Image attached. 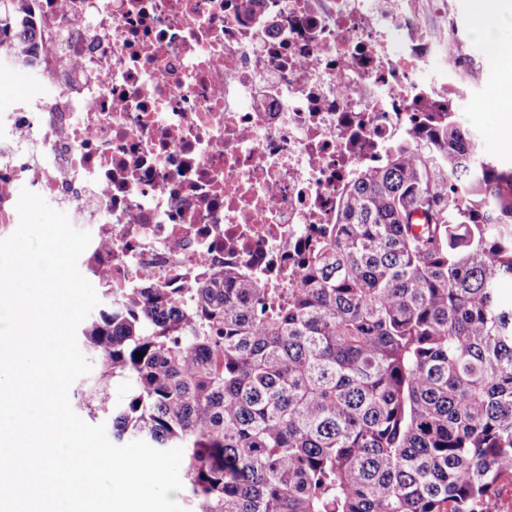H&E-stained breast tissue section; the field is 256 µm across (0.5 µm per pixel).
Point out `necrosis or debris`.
Instances as JSON below:
<instances>
[{"label": "necrosis or debris", "mask_w": 512, "mask_h": 512, "mask_svg": "<svg viewBox=\"0 0 512 512\" xmlns=\"http://www.w3.org/2000/svg\"><path fill=\"white\" fill-rule=\"evenodd\" d=\"M437 0H28L37 88L0 110V237L15 183L94 227L103 288H183L233 265L268 284L334 223L353 173L449 103Z\"/></svg>", "instance_id": "1"}]
</instances>
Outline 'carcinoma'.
I'll list each match as a JSON object with an SVG mask.
<instances>
[{
	"label": "carcinoma",
	"mask_w": 512,
	"mask_h": 512,
	"mask_svg": "<svg viewBox=\"0 0 512 512\" xmlns=\"http://www.w3.org/2000/svg\"><path fill=\"white\" fill-rule=\"evenodd\" d=\"M26 2L0 0V27ZM12 44L28 56L35 29ZM428 119L352 178L288 287L226 267L178 294L102 291L70 403L117 442L181 448L187 512H497L512 166L454 111Z\"/></svg>",
	"instance_id": "1"
}]
</instances>
